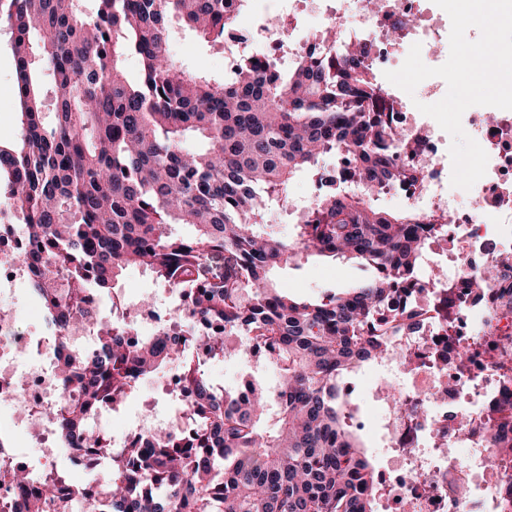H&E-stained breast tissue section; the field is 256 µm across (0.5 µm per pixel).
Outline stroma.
I'll list each match as a JSON object with an SVG mask.
<instances>
[{"instance_id": "1", "label": "stroma", "mask_w": 512, "mask_h": 512, "mask_svg": "<svg viewBox=\"0 0 512 512\" xmlns=\"http://www.w3.org/2000/svg\"><path fill=\"white\" fill-rule=\"evenodd\" d=\"M8 34L0 29V142L8 144L17 134V98L15 60L8 46ZM169 52L175 64L183 69L202 72L220 80L224 77V48L207 43L195 32L183 29L179 24L170 27ZM316 176L312 172L296 175L288 186L289 204L274 208L267 216L266 230L277 232L289 238L293 235L294 210L306 204L315 188ZM365 276L361 267L353 261L316 258L301 260L299 265L282 266L274 270L275 283L293 296L314 300L322 295L341 292ZM117 294L122 295L129 304L138 305L142 299L152 298L158 304L159 311L168 309L171 298L167 287L160 284L155 276L137 266L124 270L116 285ZM206 371L214 384L227 390H233L250 380L273 381L278 373L275 364L263 363L261 358L229 356L208 363ZM356 386L352 397L353 404L359 408L361 416L370 420L362 432V439L368 450H375L381 444L382 430L377 421L371 420L373 408L366 393L367 387L374 383L376 374L373 366L367 365L351 376ZM173 402L159 381L151 385L138 386L128 399L113 411L111 428L121 430L145 409L167 412Z\"/></svg>"}]
</instances>
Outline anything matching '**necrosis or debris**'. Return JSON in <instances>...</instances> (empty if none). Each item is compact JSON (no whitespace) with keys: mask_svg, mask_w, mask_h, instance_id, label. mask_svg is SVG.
Listing matches in <instances>:
<instances>
[{"mask_svg":"<svg viewBox=\"0 0 512 512\" xmlns=\"http://www.w3.org/2000/svg\"><path fill=\"white\" fill-rule=\"evenodd\" d=\"M318 2L316 16L347 41L366 43L377 70L403 65L416 43L423 62L443 63L438 48L449 41V18L427 11L422 0L376 7L354 0L348 22L334 0ZM389 101L386 121L408 141L395 151L405 176L389 191L412 207L428 201L442 210L445 234L460 250L449 254L447 276L426 283L429 293L447 296V307L421 302L414 289L403 295V306L420 311L421 330L392 337L393 355L379 364L382 377L371 391L385 430L377 503L380 512H512V453L501 451L502 441H512V412L502 411L512 403V276L479 296L468 287L491 261L488 234H496L499 249H512V110L479 106L463 114V127L488 155L485 175L466 191L450 184L440 126L397 96ZM15 216L0 206V512H14L55 471L56 424L45 414L69 403L57 366L96 344L94 333L72 335L46 314L28 325L17 318L30 245ZM388 387L406 413L385 402ZM15 468L28 473L26 488L10 480Z\"/></svg>","mask_w":512,"mask_h":512,"instance_id":"necrosis-or-debris-1","label":"necrosis or debris"}]
</instances>
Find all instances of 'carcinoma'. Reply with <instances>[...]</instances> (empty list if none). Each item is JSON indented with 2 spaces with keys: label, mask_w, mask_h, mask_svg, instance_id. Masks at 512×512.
Returning <instances> with one entry per match:
<instances>
[{
  "label": "carcinoma",
  "mask_w": 512,
  "mask_h": 512,
  "mask_svg": "<svg viewBox=\"0 0 512 512\" xmlns=\"http://www.w3.org/2000/svg\"><path fill=\"white\" fill-rule=\"evenodd\" d=\"M225 0H0L16 64L19 135L0 145V196L16 207L33 250L29 288L53 321L86 325L85 291L114 293L130 266L182 294L184 317L224 326L221 335L161 323L134 341L119 323L96 326L94 354L66 365L71 400L58 441L95 458L96 415L139 384L176 372L197 421L142 447L135 438L105 459L98 512H376V467L340 394L346 376L390 354L386 338L420 329L401 294L425 289L418 271L428 244L446 242L423 211L373 204L403 176L394 154L402 134L372 109L382 86L367 48L328 42L277 60L241 55L224 82L176 68L168 52L177 21L224 43L238 10ZM139 56L129 80L127 56ZM54 112L44 117L43 70ZM359 160L355 181L321 173L328 155ZM333 187L302 211L296 235L261 231L299 172ZM171 224L192 228L186 237ZM309 256L356 260L372 270L344 291L303 301L271 280L273 268ZM512 258L474 276L481 292ZM264 344L278 367L277 406L247 382L240 397L216 386L199 351L224 358ZM59 477L40 489L55 501Z\"/></svg>",
  "instance_id": "obj_1"
}]
</instances>
